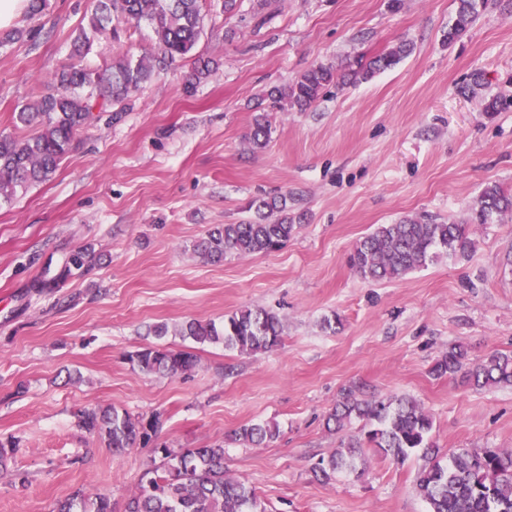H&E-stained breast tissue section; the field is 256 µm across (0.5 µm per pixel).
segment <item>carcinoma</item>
<instances>
[{
    "mask_svg": "<svg viewBox=\"0 0 512 512\" xmlns=\"http://www.w3.org/2000/svg\"><path fill=\"white\" fill-rule=\"evenodd\" d=\"M488 0H457L455 19L445 40L452 43L470 30ZM148 22L154 34V48L137 60L112 58L101 72L82 67L100 34L120 39V26ZM204 29L201 0H93L87 24L71 38L69 62L50 79L54 91L33 105L15 113L18 127L36 128L30 136L0 133V201L10 202L18 193L49 180L61 159L76 144V134L89 121L95 97L119 102L152 79L166 63L193 57L192 73L184 91L192 93L215 67L209 57L194 53ZM410 44L401 42L368 61L355 57L342 71L318 65L292 82L270 89L268 108L286 107L304 111L330 85L367 81L410 54ZM270 124L267 113L254 118L249 143L252 149L267 145ZM255 217L238 224H218L193 245L202 260L220 262L228 255L267 254L281 248L296 232L288 218V196L259 197L252 201ZM512 214V195L494 183L481 190L470 208L468 223L493 224ZM475 248L472 234L464 224H445L431 217L404 216L392 224H380L356 246L352 266L365 280L402 279L425 268L442 249L451 257L465 258ZM95 265L94 250L82 246L72 251L64 270L36 280L38 290L58 287L69 274L89 273ZM282 325L273 313L260 308L240 309L218 326L213 322L188 320L174 331L197 344H222L227 349L261 353L280 341ZM143 372L174 376L196 366L197 357L187 350L163 345L147 346L130 356ZM438 376L463 374L476 388L512 386V355L492 353L477 363L468 362L467 352L454 346L434 365ZM78 426L98 436L105 447L121 453L145 446L162 427L159 414L133 416L111 406H96L76 412ZM354 421L360 434L348 444L320 458L314 470L330 480L340 470L354 472L362 460V449L376 448L401 463L421 452L424 459L417 477V489L428 512H512V451L501 448H464L442 461L430 439L433 422L413 398L365 399L346 391L326 419L327 428L341 429ZM277 427L247 424L235 431V438L261 445L277 438ZM14 438L0 441V467L5 469L17 452ZM160 464L147 470L146 480L128 495L123 512H263L254 489L224 471V445L189 448L175 454L163 443L153 445ZM56 512H112L111 500L103 494L87 496L78 490L57 504Z\"/></svg>",
    "mask_w": 512,
    "mask_h": 512,
    "instance_id": "carcinoma-1",
    "label": "carcinoma"
}]
</instances>
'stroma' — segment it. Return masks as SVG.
<instances>
[{"instance_id": "stroma-1", "label": "stroma", "mask_w": 512, "mask_h": 512, "mask_svg": "<svg viewBox=\"0 0 512 512\" xmlns=\"http://www.w3.org/2000/svg\"><path fill=\"white\" fill-rule=\"evenodd\" d=\"M91 0H48L26 35L0 47V131L49 91ZM271 20L224 15L206 0L197 53L217 69L183 92L190 59L176 61L127 100L95 108L49 181L0 202V439L20 442L0 473V512H54L75 491L122 507L153 467L151 448L115 454L77 426V410L110 405L161 413L158 442L175 452L223 444L227 474L248 482L266 512H427L422 461L364 451L363 474L319 480L313 467L359 433H332L325 418L343 390L409 395L433 421L441 454L512 450V388L478 390L434 376L454 346L469 361L512 354V220L472 227L474 252L441 256L393 282L361 279L350 265L377 225L403 216L459 222L483 187L512 194V0H488L460 40L444 36L455 0H270ZM148 26L120 41L95 38L82 64L138 58ZM411 53L369 80L329 89L307 110L271 115L269 142L250 150L253 117L270 87L317 65ZM488 90L464 92L470 74ZM508 100L483 110L485 93ZM284 194L300 228L279 251L212 264L193 244L217 224L250 218V202ZM102 256L91 274L36 291L76 247ZM259 306L282 322L265 353L199 345L149 329L190 319L223 322ZM194 352L187 374H147L130 362L156 343ZM277 426L265 447L233 440L245 424Z\"/></svg>"}]
</instances>
